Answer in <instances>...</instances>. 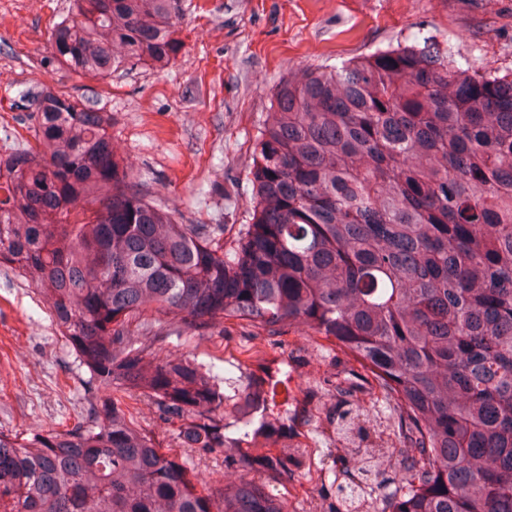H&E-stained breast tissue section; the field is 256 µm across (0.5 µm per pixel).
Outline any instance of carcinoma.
Wrapping results in <instances>:
<instances>
[{"instance_id": "1", "label": "carcinoma", "mask_w": 512, "mask_h": 512, "mask_svg": "<svg viewBox=\"0 0 512 512\" xmlns=\"http://www.w3.org/2000/svg\"><path fill=\"white\" fill-rule=\"evenodd\" d=\"M178 0H71L45 66L97 83L176 60ZM89 87L22 95L30 140L0 159V264L45 297L87 368L86 413L64 432L0 431V512H287L253 480L200 487L127 418L148 397L181 443L224 448L228 397L186 354L130 336L144 310L206 336L228 322L296 325L367 368L411 447L401 486L342 483L334 512H512V73L475 71L425 38L282 78L256 139L248 223L184 224L116 156ZM251 385L234 448L275 433ZM288 472L294 454L256 455Z\"/></svg>"}]
</instances>
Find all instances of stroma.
Listing matches in <instances>:
<instances>
[{
	"label": "stroma",
	"instance_id": "35a3bbf8",
	"mask_svg": "<svg viewBox=\"0 0 512 512\" xmlns=\"http://www.w3.org/2000/svg\"><path fill=\"white\" fill-rule=\"evenodd\" d=\"M70 0H0V155L25 136L27 113L13 109L31 85L75 93L88 79L44 68L53 22ZM183 48L163 70L131 66L99 86L97 106L112 115L118 155L138 182L187 224H220L224 241L248 221L253 146L278 81L305 65L338 67L361 54L417 38L447 40L456 59L512 73V0H181ZM156 354H188L234 394L257 366L291 363L288 400L272 407L299 444L291 473L258 466L235 449L183 447L180 425L158 419L147 398H124L134 426L198 480L239 478L274 491L288 512H327L336 481L337 444L316 387L339 380L381 390L371 374L333 341L304 327L281 337L246 324L196 336L171 324ZM87 375L52 322L35 287L0 265V431L26 436L71 428L87 407ZM323 475L312 479V469Z\"/></svg>",
	"mask_w": 512,
	"mask_h": 512
}]
</instances>
